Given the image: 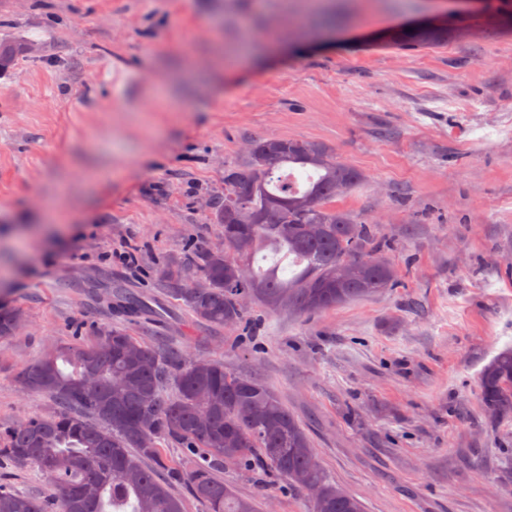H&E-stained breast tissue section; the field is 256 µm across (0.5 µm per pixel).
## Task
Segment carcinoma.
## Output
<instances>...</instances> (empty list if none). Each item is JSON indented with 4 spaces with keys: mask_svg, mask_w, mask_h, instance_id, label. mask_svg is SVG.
<instances>
[{
    "mask_svg": "<svg viewBox=\"0 0 512 512\" xmlns=\"http://www.w3.org/2000/svg\"><path fill=\"white\" fill-rule=\"evenodd\" d=\"M448 27L393 28L383 44L433 49L448 44ZM308 171L298 185L286 168ZM362 174L340 161L333 147L286 138L249 143L244 161L224 170V194L211 202L222 225V249H206L161 273L167 292L211 327L241 323L242 298L271 311L304 315L370 297L397 284L384 257L392 250L370 220L329 206ZM280 263L255 273L263 250ZM209 280L198 292L188 267ZM113 312L134 319L151 309L125 288L109 289ZM20 313L0 306V338L16 331ZM28 391L53 398L60 412L31 417L0 431V457L31 462L58 492V502L18 494L0 485V512H183L171 483L186 484L205 512H258L253 500L224 485L226 464L270 472L288 489L311 497L312 512H363L362 503L336 486L317 462L295 415L260 381L237 375L219 360L186 364L176 353L108 327L90 343L47 353L22 372ZM480 392L496 419L512 420V350L481 371ZM194 452L192 468L166 472L158 442Z\"/></svg>",
    "mask_w": 512,
    "mask_h": 512,
    "instance_id": "cac0c4a2",
    "label": "carcinoma"
}]
</instances>
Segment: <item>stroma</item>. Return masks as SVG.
<instances>
[{
    "mask_svg": "<svg viewBox=\"0 0 512 512\" xmlns=\"http://www.w3.org/2000/svg\"><path fill=\"white\" fill-rule=\"evenodd\" d=\"M448 0H0V427L57 407L19 376L119 327L268 385L365 512H512V422L479 375L512 347V30L449 13L434 50L371 45ZM322 142L362 182L338 209L378 221L397 287L298 317L248 302L256 328L197 323L161 285L218 246L208 207L249 141ZM138 257L137 269L115 261ZM133 289L129 321L83 284ZM266 512H310L284 481L225 466ZM0 484L45 499L31 463Z\"/></svg>",
    "mask_w": 512,
    "mask_h": 512,
    "instance_id": "35a3bbf8",
    "label": "stroma"
}]
</instances>
